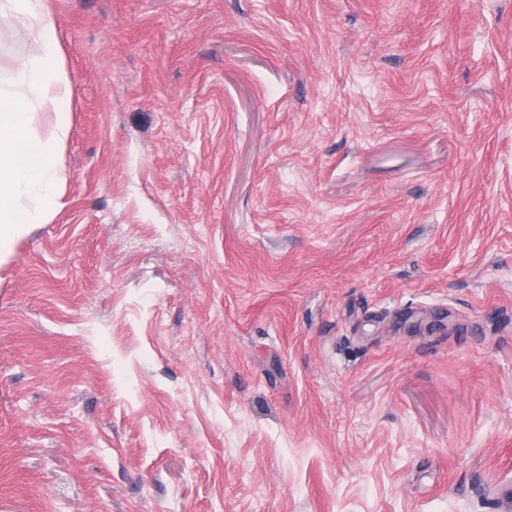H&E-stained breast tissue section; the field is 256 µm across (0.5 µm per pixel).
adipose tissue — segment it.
<instances>
[{"label": "adipose tissue", "instance_id": "adipose-tissue-1", "mask_svg": "<svg viewBox=\"0 0 512 512\" xmlns=\"http://www.w3.org/2000/svg\"><path fill=\"white\" fill-rule=\"evenodd\" d=\"M6 12L29 31L40 51L21 62L11 80L0 82V249L21 233L19 215L34 221L42 208L61 203L58 169L32 133L43 101L61 89L60 32L46 17L43 0H0V13Z\"/></svg>", "mask_w": 512, "mask_h": 512}]
</instances>
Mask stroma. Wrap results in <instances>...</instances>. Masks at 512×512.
Returning <instances> with one entry per match:
<instances>
[{
    "instance_id": "stroma-1",
    "label": "stroma",
    "mask_w": 512,
    "mask_h": 512,
    "mask_svg": "<svg viewBox=\"0 0 512 512\" xmlns=\"http://www.w3.org/2000/svg\"><path fill=\"white\" fill-rule=\"evenodd\" d=\"M44 3L0 512H512V0Z\"/></svg>"
}]
</instances>
